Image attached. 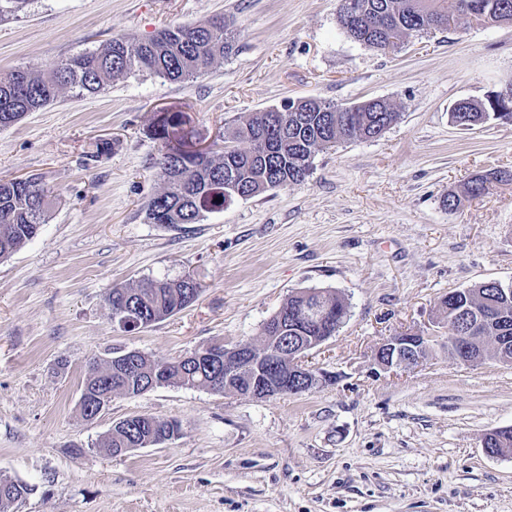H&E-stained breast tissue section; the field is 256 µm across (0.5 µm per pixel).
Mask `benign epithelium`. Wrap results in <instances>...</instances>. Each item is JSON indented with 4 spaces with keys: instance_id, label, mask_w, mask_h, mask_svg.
<instances>
[{
    "instance_id": "1",
    "label": "benign epithelium",
    "mask_w": 512,
    "mask_h": 512,
    "mask_svg": "<svg viewBox=\"0 0 512 512\" xmlns=\"http://www.w3.org/2000/svg\"><path fill=\"white\" fill-rule=\"evenodd\" d=\"M471 313L475 319L470 321L464 333L456 336L458 346L464 351L485 340L480 335V312L473 309ZM283 340L282 336H267L260 347L239 342L224 348L222 357L215 351H203L194 355V359L200 363H224V392L236 390L237 379L245 377L249 381L247 396L255 398H266L273 390L299 393L335 382L334 375L315 371L306 364L310 348L297 343L284 352L280 349ZM431 340V336L420 333L391 336L378 347L377 363L385 370L415 367L422 362Z\"/></svg>"
}]
</instances>
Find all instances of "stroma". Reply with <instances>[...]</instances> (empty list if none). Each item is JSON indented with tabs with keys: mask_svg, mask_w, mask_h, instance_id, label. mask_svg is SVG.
<instances>
[{
	"mask_svg": "<svg viewBox=\"0 0 512 512\" xmlns=\"http://www.w3.org/2000/svg\"><path fill=\"white\" fill-rule=\"evenodd\" d=\"M338 0H30L0 22V71L34 73L121 35L234 21L233 53L186 82L116 77L64 91L0 130V176H36L47 224L0 259V477L30 492L12 512H512V456L487 453L512 427V363L448 354L440 301L512 282V182L465 197L476 175L512 169V122L463 130L462 100L512 83V23L455 18L383 54L352 41ZM297 98L400 112L382 136L318 152L300 184L238 199L168 228L143 206L162 183L157 112L185 111L203 142ZM111 155L90 163L98 140ZM461 195L448 210V194ZM191 277L197 301L133 331L105 302L115 286ZM306 288L336 291L345 323L311 353L335 384L267 399L164 385L114 397L92 421L79 401L90 360L135 350L178 359L214 342L257 341ZM431 335L418 367L381 369L377 348ZM144 415L176 438L118 456L101 442Z\"/></svg>",
	"mask_w": 512,
	"mask_h": 512,
	"instance_id": "35a3bbf8",
	"label": "stroma"
}]
</instances>
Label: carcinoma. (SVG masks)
I'll return each instance as SVG.
<instances>
[{"label": "carcinoma", "mask_w": 512, "mask_h": 512, "mask_svg": "<svg viewBox=\"0 0 512 512\" xmlns=\"http://www.w3.org/2000/svg\"><path fill=\"white\" fill-rule=\"evenodd\" d=\"M484 23L512 22V0H340L337 20L353 41L379 52L398 47L413 32L445 30L454 14ZM234 22L222 16L204 22L173 25L137 43L113 37L95 50L72 56L54 65L47 74L35 75L18 68L0 73V129L56 101L64 89L78 95L104 90L120 74L149 72L159 78L185 82L206 72L234 50ZM400 118L391 103L364 101L344 106L318 99H301L280 109L253 112L224 137L221 153H190L197 140L187 128L188 117L176 113L153 125L152 136L161 144L156 165L162 191L146 204L150 224H196L204 214L224 209L226 201L258 196L270 189L299 184L312 169L315 153L336 144L381 136ZM491 175H478L465 188L468 197L486 194ZM52 191L38 177H0V259L32 239V225L48 221ZM199 283L185 277L159 280L139 288L114 287L106 302L111 313L138 307L148 325L176 315L197 300ZM320 300L336 317L323 321L301 318L305 303ZM501 300L500 287L489 281L448 292L441 300L448 325L464 329L459 310L493 309ZM348 314V304L336 292L308 288L295 292L265 322L273 336L312 342L335 335ZM163 369L158 374L156 370ZM158 378L157 385L209 388L214 371L185 357L156 360L143 354L127 366L120 362H91L84 384L91 395H138ZM168 421L146 416L118 422L103 438L102 448H145L153 438L152 424ZM492 453L512 454V428L495 432ZM29 493L23 483L0 478V512Z\"/></svg>", "instance_id": "cac0c4a2"}]
</instances>
